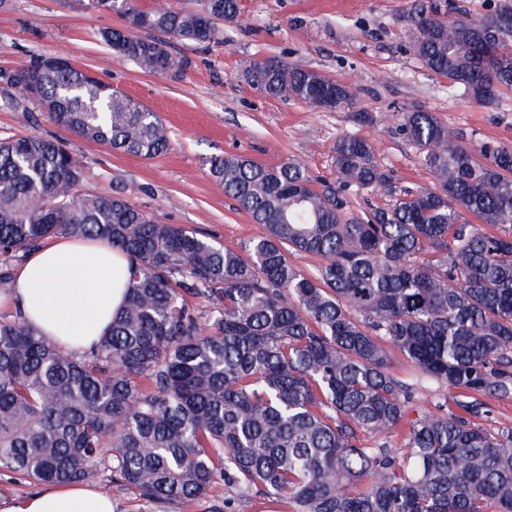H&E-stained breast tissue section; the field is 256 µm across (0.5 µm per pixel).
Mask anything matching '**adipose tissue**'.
<instances>
[{"mask_svg": "<svg viewBox=\"0 0 512 512\" xmlns=\"http://www.w3.org/2000/svg\"><path fill=\"white\" fill-rule=\"evenodd\" d=\"M129 281V258L111 244L58 236L15 269L0 304L20 310L50 342L83 351L120 312ZM0 512H116V505L84 484L51 485L25 498H0Z\"/></svg>", "mask_w": 512, "mask_h": 512, "instance_id": "obj_1", "label": "adipose tissue"}]
</instances>
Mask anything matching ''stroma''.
Listing matches in <instances>:
<instances>
[{
  "label": "stroma",
  "instance_id": "35a3bbf8",
  "mask_svg": "<svg viewBox=\"0 0 512 512\" xmlns=\"http://www.w3.org/2000/svg\"><path fill=\"white\" fill-rule=\"evenodd\" d=\"M414 2L238 0L240 21L224 24L222 43H176L191 65L172 78L140 69L102 41V32L124 26L116 13L80 0H0V70L20 69L37 55L64 56L156 112L170 146L147 159L90 143L1 82L0 139L37 134L61 141L85 165L84 191L122 192L157 222L198 231L234 250L264 228L212 178L210 162L216 157L241 154L273 168L296 160L317 185H333L338 178L333 145L352 135L372 144L377 162L393 177V190L429 187L431 172L397 129L401 113L416 106L435 112L470 147L486 142L512 147V90H501L498 104L482 105L425 70L410 44ZM257 57L297 62L349 87L372 112L373 122L262 94L243 75ZM393 190L350 188L347 216L388 207ZM275 508L259 495L230 497L219 482L204 497L168 504L166 512Z\"/></svg>",
  "mask_w": 512,
  "mask_h": 512
}]
</instances>
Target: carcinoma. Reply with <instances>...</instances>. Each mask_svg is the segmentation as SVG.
Segmentation results:
<instances>
[{"mask_svg": "<svg viewBox=\"0 0 512 512\" xmlns=\"http://www.w3.org/2000/svg\"><path fill=\"white\" fill-rule=\"evenodd\" d=\"M121 15L102 33L153 73L181 76L169 41H223L237 0H87ZM149 36L141 37L139 33ZM412 49L431 73L480 104L512 89V4L449 20L421 4ZM263 94L317 108L336 100L370 113L349 88L304 65L259 58L245 68ZM0 81L51 106L82 139L144 157L163 153L158 115L62 56H33ZM400 134L434 185L386 208L344 218L340 191L392 177L362 138L336 140L340 188L314 187L300 162L268 168L242 155L210 171L265 233L236 251L160 224L119 193L78 196L83 162L31 134L0 140V256L23 259L52 236L101 238L130 258L124 307L89 350L67 351L0 318V470L33 484L106 481L154 506L197 499L216 479L293 512H512V428L473 422L484 399L512 398V149L463 144L433 112L402 113ZM508 228L488 235L470 224ZM320 260L313 276L288 256ZM205 298L207 315L189 303ZM418 379L457 393L462 413L409 421L406 443L372 448L405 421Z\"/></svg>", "mask_w": 512, "mask_h": 512, "instance_id": "obj_1", "label": "carcinoma"}]
</instances>
